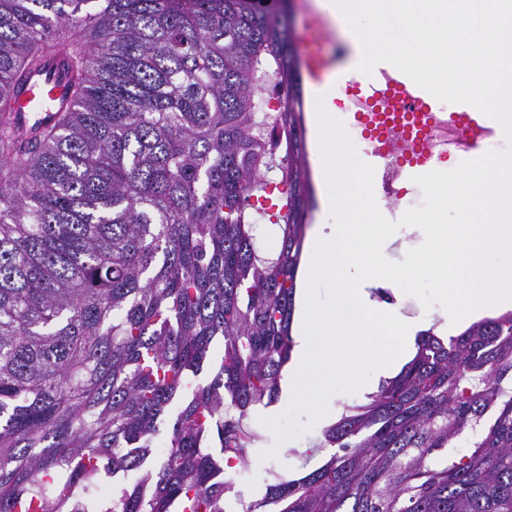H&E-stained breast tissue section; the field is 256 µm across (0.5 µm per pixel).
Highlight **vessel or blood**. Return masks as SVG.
I'll return each instance as SVG.
<instances>
[{"label":"vessel or blood","mask_w":512,"mask_h":512,"mask_svg":"<svg viewBox=\"0 0 512 512\" xmlns=\"http://www.w3.org/2000/svg\"><path fill=\"white\" fill-rule=\"evenodd\" d=\"M322 24L319 16L309 15L297 43L298 80L301 92L308 99L305 111H317L319 101L331 99L338 86L348 93L347 109L351 112H413L425 116L444 111L448 114V135L454 141L455 155L460 161L481 157L488 138L504 137L500 121L465 103L444 105L392 64L378 63L368 75L360 72L357 65L363 49L358 36L341 37L340 52L324 50L319 36ZM66 84V77L58 69L37 77L14 97L13 114L50 115L60 105ZM367 162L380 172L385 198H394L392 176L383 155L368 151Z\"/></svg>","instance_id":"obj_1"}]
</instances>
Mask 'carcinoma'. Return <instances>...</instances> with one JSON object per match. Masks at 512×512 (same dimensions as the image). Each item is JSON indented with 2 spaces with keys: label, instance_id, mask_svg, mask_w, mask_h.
<instances>
[{
  "label": "carcinoma",
  "instance_id": "1",
  "mask_svg": "<svg viewBox=\"0 0 512 512\" xmlns=\"http://www.w3.org/2000/svg\"><path fill=\"white\" fill-rule=\"evenodd\" d=\"M53 63L66 103L5 116ZM291 68L255 0H0V512H512V313L420 334L301 470L254 469L306 229Z\"/></svg>",
  "mask_w": 512,
  "mask_h": 512
}]
</instances>
